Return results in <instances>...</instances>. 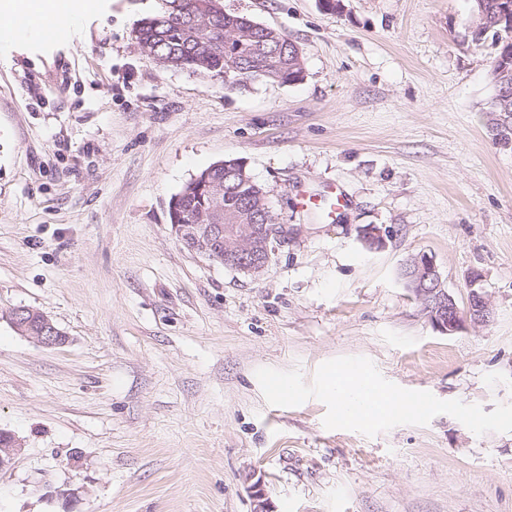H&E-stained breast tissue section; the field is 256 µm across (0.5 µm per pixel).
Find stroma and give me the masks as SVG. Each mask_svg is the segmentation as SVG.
<instances>
[{
    "label": "stroma",
    "mask_w": 512,
    "mask_h": 512,
    "mask_svg": "<svg viewBox=\"0 0 512 512\" xmlns=\"http://www.w3.org/2000/svg\"><path fill=\"white\" fill-rule=\"evenodd\" d=\"M157 0H90L61 41L0 45V512H512V432L447 414L373 437L270 405L256 371L364 356L387 380L512 404V150L485 114L470 0H224L300 48L293 83L163 68ZM239 159L288 235L250 276L188 251L183 185ZM336 186L334 222L299 192ZM380 228L382 249L362 242ZM432 256L459 307L434 329L402 277ZM28 307L64 333L12 327ZM28 315L31 318L27 319ZM9 319L20 335L38 344L52 347L65 343V336H62L61 331L53 321L40 311L30 308H17L11 313ZM34 319H36L35 322Z\"/></svg>",
    "instance_id": "stroma-1"
}]
</instances>
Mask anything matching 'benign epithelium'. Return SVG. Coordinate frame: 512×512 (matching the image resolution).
I'll return each mask as SVG.
<instances>
[{
	"label": "benign epithelium",
	"instance_id": "7a95c632",
	"mask_svg": "<svg viewBox=\"0 0 512 512\" xmlns=\"http://www.w3.org/2000/svg\"><path fill=\"white\" fill-rule=\"evenodd\" d=\"M217 211L191 212L179 224L173 225L180 242L191 252L220 262L244 274L255 276L268 264L270 242L280 238L282 229L276 224H214ZM402 277L424 305L434 328L452 335L466 323L487 324L493 309L479 288L470 291L467 308L462 310L448 293L432 257L422 253L405 264ZM14 329L22 336L41 345L52 347L65 343V337L44 313L17 308L10 315ZM8 444L0 445V469L11 465L21 451V444L7 435Z\"/></svg>",
	"mask_w": 512,
	"mask_h": 512
}]
</instances>
